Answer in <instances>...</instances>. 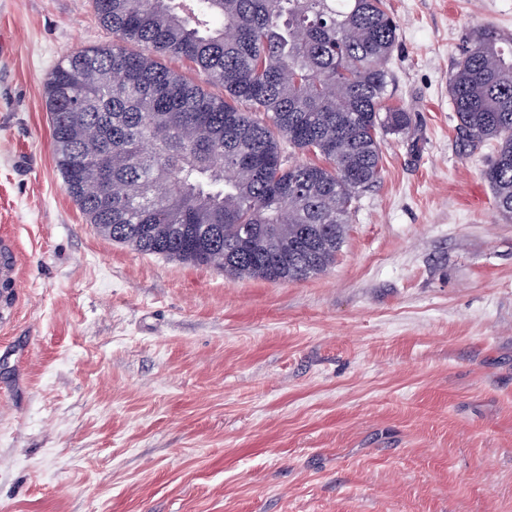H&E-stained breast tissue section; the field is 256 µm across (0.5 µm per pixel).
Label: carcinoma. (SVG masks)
Here are the masks:
<instances>
[{"instance_id":"1","label":"carcinoma","mask_w":512,"mask_h":512,"mask_svg":"<svg viewBox=\"0 0 512 512\" xmlns=\"http://www.w3.org/2000/svg\"><path fill=\"white\" fill-rule=\"evenodd\" d=\"M94 4L116 42L64 57L45 89L55 166L88 221L238 279L331 267L353 200L381 176V132L411 124L389 103L398 25L385 0ZM160 57L190 61L224 96ZM449 96L463 144H494L482 176L511 219L512 36L473 30Z\"/></svg>"}]
</instances>
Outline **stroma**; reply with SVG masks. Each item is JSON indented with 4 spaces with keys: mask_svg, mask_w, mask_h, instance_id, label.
Segmentation results:
<instances>
[{
    "mask_svg": "<svg viewBox=\"0 0 512 512\" xmlns=\"http://www.w3.org/2000/svg\"><path fill=\"white\" fill-rule=\"evenodd\" d=\"M407 133L335 264L234 279L103 237L45 87L111 43L93 0H0V512H512V220L448 78L512 0H387ZM17 285V266L13 260V246L9 239L0 240V284Z\"/></svg>",
    "mask_w": 512,
    "mask_h": 512,
    "instance_id": "35a3bbf8",
    "label": "stroma"
}]
</instances>
